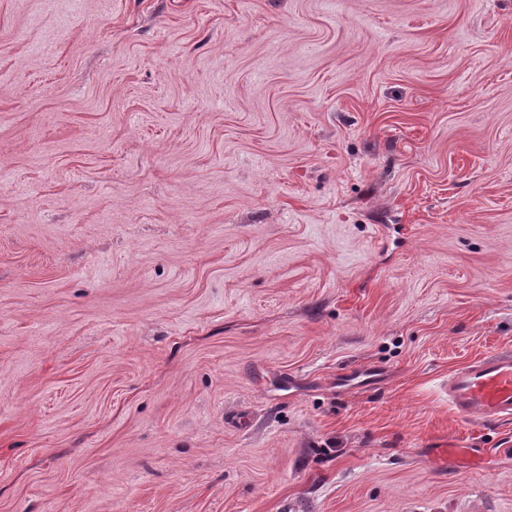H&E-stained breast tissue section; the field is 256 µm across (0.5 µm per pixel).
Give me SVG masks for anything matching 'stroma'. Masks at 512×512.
<instances>
[{
    "label": "stroma",
    "mask_w": 512,
    "mask_h": 512,
    "mask_svg": "<svg viewBox=\"0 0 512 512\" xmlns=\"http://www.w3.org/2000/svg\"><path fill=\"white\" fill-rule=\"evenodd\" d=\"M502 347L512 0H0V512H512ZM448 404L463 420L512 419V349L487 352L448 376Z\"/></svg>",
    "instance_id": "35a3bbf8"
}]
</instances>
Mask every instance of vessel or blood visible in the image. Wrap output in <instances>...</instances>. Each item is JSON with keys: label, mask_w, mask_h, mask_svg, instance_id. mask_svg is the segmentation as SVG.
Segmentation results:
<instances>
[{"label": "vessel or blood", "mask_w": 512, "mask_h": 512, "mask_svg": "<svg viewBox=\"0 0 512 512\" xmlns=\"http://www.w3.org/2000/svg\"><path fill=\"white\" fill-rule=\"evenodd\" d=\"M448 404L461 419H512V349L487 352L448 376Z\"/></svg>", "instance_id": "vessel-or-blood-1"}]
</instances>
